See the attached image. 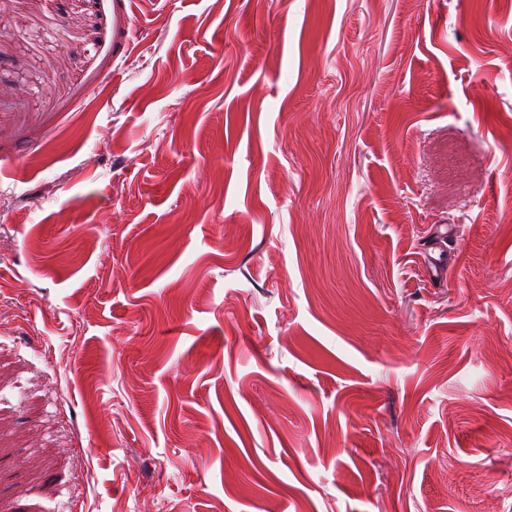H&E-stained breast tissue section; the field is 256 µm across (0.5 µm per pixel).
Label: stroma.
I'll return each instance as SVG.
<instances>
[{
    "instance_id": "35a3bbf8",
    "label": "stroma",
    "mask_w": 512,
    "mask_h": 512,
    "mask_svg": "<svg viewBox=\"0 0 512 512\" xmlns=\"http://www.w3.org/2000/svg\"><path fill=\"white\" fill-rule=\"evenodd\" d=\"M0 512H512V0H0Z\"/></svg>"
}]
</instances>
